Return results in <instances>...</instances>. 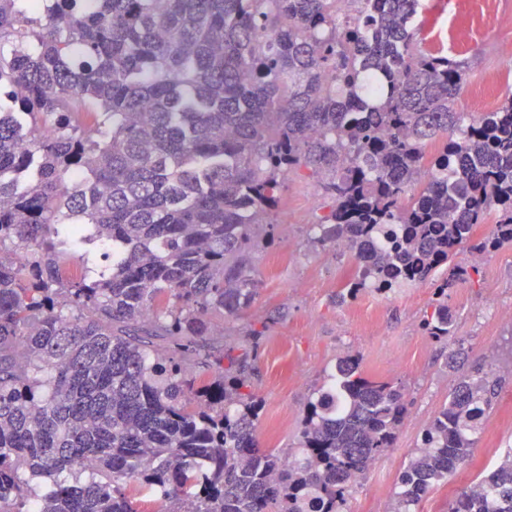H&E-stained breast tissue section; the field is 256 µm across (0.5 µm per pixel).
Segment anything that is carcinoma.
<instances>
[{
  "label": "carcinoma",
  "mask_w": 512,
  "mask_h": 512,
  "mask_svg": "<svg viewBox=\"0 0 512 512\" xmlns=\"http://www.w3.org/2000/svg\"><path fill=\"white\" fill-rule=\"evenodd\" d=\"M17 2L0 0V512H143L140 495L155 512H342L394 447L402 389L339 358L288 466L258 447L262 405L244 361L209 348L214 318L255 302L252 253L301 168L332 200L317 243L358 260L349 297L426 281L477 224L476 254L512 243V98L461 124L466 70L419 48V0ZM93 249L109 265L72 279ZM466 275L437 285L428 335L451 336ZM494 395L487 372L457 384L394 512L471 456ZM477 485L448 512H512V453Z\"/></svg>",
  "instance_id": "1"
}]
</instances>
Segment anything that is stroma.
Returning a JSON list of instances; mask_svg holds the SVG:
<instances>
[{"label":"stroma","mask_w":512,"mask_h":512,"mask_svg":"<svg viewBox=\"0 0 512 512\" xmlns=\"http://www.w3.org/2000/svg\"><path fill=\"white\" fill-rule=\"evenodd\" d=\"M450 15L448 0H422L419 37L423 49L468 63L459 110L469 115L483 109L482 81L489 71L502 74L493 89L496 99L512 94V6L499 7L479 32L453 44ZM331 206L310 170L289 175L271 215L270 240L254 255L259 296L238 317L223 321L224 340L235 344L236 355L246 356L251 389L264 407L258 445L297 452L307 405L327 385L337 359L361 355L367 376L402 387L407 414L394 447L351 488L344 512H392L400 477L459 378L478 369L490 372L497 394L474 435L471 457L416 507V512H448L457 494L512 450V323L501 317L512 309V246L478 261L465 247L453 256L452 264L478 271L452 288L453 334L439 341L427 336L423 322L449 266L436 268L418 287L342 298L356 260L315 241L319 219ZM250 327L263 333L255 348L243 338Z\"/></svg>","instance_id":"35a3bbf8"}]
</instances>
